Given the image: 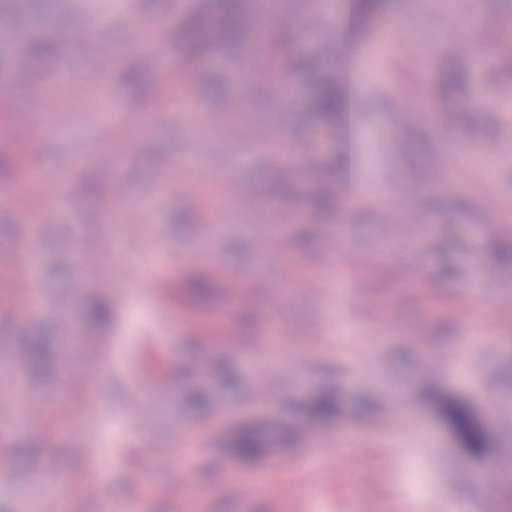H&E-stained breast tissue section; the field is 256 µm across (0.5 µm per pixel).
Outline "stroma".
Wrapping results in <instances>:
<instances>
[{"label": "stroma", "mask_w": 512, "mask_h": 512, "mask_svg": "<svg viewBox=\"0 0 512 512\" xmlns=\"http://www.w3.org/2000/svg\"><path fill=\"white\" fill-rule=\"evenodd\" d=\"M28 2L48 13L43 37L65 29L72 39L32 55L25 16L0 11V153L10 159L0 171V512H104L107 501L140 498L110 470L117 453L151 485L137 512H349L355 496L362 512H512V319L490 326L475 312L479 299L512 307V264L501 258L512 248V123L497 103L512 89V0H388L402 32L383 49L371 29L347 42L341 11L275 0L268 24L283 54L315 57L333 77L344 45L373 59L348 121L333 124L312 110L309 74H244L252 35L193 56L189 22L209 0H128L104 25L101 0ZM137 15L162 30L166 70L137 67ZM474 16L497 25L499 41L467 66L452 41ZM413 23L436 46L434 65L417 62ZM60 63L101 80L60 106ZM445 71L459 76L449 97ZM37 96L48 108L28 111ZM349 124L355 141L311 150L312 133ZM92 154L119 157L114 177ZM442 155L470 158L455 169L459 190L433 178ZM25 164L69 193L55 203L20 192ZM288 165L295 179L281 177ZM350 173L369 189L407 184L405 205L425 223L390 222L365 204L347 217L318 212L320 183ZM194 178L192 193H150ZM243 189L248 205H232ZM141 207L150 224L136 223ZM342 249L361 276L353 307L336 284ZM137 270L152 288L118 297ZM29 280L34 312L15 305ZM232 280L242 295L229 293ZM434 281L437 297L426 291ZM97 301L110 323L88 321ZM34 342L37 360L23 354ZM324 393L339 410L312 419ZM441 398L469 404L484 454L463 450ZM400 411L408 424L394 447ZM179 426L192 435L168 453ZM244 429L263 453L236 452ZM312 435L335 456L317 455ZM237 486L253 487L252 498Z\"/></svg>", "instance_id": "35a3bbf8"}]
</instances>
